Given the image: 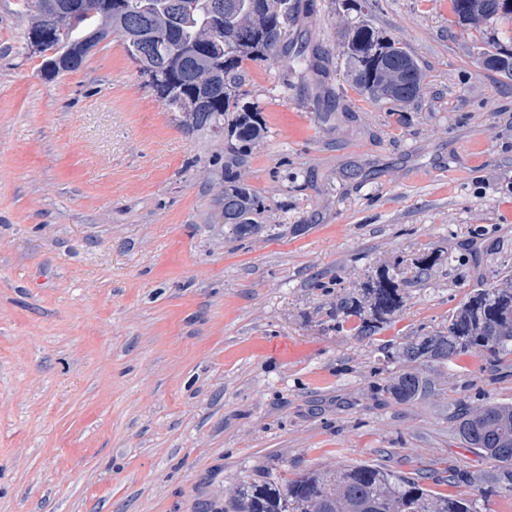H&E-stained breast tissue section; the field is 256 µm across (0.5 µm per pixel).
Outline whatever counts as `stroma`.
Returning <instances> with one entry per match:
<instances>
[{"label":"stroma","mask_w":512,"mask_h":512,"mask_svg":"<svg viewBox=\"0 0 512 512\" xmlns=\"http://www.w3.org/2000/svg\"><path fill=\"white\" fill-rule=\"evenodd\" d=\"M298 4L293 35L331 56L248 64L267 133L242 173L271 225L239 239L213 139L175 124L119 37L47 81L0 0V512H224L267 471L367 463L444 493L448 465L489 470L453 408L512 401V355L421 365L428 393L400 404L383 347L512 267V76L479 58L512 20L462 27L449 0H377L373 26L425 76L392 106L342 77L356 12ZM431 252L458 260L413 282ZM385 267L405 306L359 338L336 301Z\"/></svg>","instance_id":"obj_1"}]
</instances>
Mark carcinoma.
Returning a JSON list of instances; mask_svg holds the SVG:
<instances>
[{
  "label": "carcinoma",
  "instance_id": "obj_1",
  "mask_svg": "<svg viewBox=\"0 0 512 512\" xmlns=\"http://www.w3.org/2000/svg\"><path fill=\"white\" fill-rule=\"evenodd\" d=\"M94 15L73 12L67 34L89 42L94 49L107 39V29L128 44L134 36L164 26L176 39L167 51L148 50L141 57L126 50L141 76L157 91L175 121L189 133L224 137V172L218 198L224 201V223L239 238L263 228L268 208L243 179L239 167L252 146L262 139L265 125L257 106L241 103L245 61L281 62L288 47L295 59L304 60L305 47L294 43L292 23L296 0H127L130 11L117 0H94ZM461 25L477 24L493 17L511 18L512 0H493L495 6L473 13L471 0H450ZM214 24L206 41L198 31ZM343 77L360 95L373 102L405 104L416 100L424 81L417 60L405 48L374 56L380 36L366 20L347 25L341 33ZM481 55L493 62L491 69L512 74V49L491 41ZM213 80L198 87L201 69ZM441 261L427 255L418 261L416 279L425 281ZM405 288L388 271L364 283L336 302V311L358 320L355 336L369 338L384 329L404 306ZM384 358L398 366L386 381L385 391L399 403H409L426 392V381L414 368L419 363L458 367L463 358L481 356L491 363L512 354V270L502 269L487 288H474L450 316L448 325L420 330L416 336L384 347ZM455 432L467 448L491 464L485 474L456 465L448 467V485H489L491 491L512 495V402H488L461 413ZM479 499L465 494L436 492L422 477L404 476L371 464L345 465L335 470H311L288 479L266 472L240 481L224 512H482Z\"/></svg>",
  "mask_w": 512,
  "mask_h": 512
}]
</instances>
